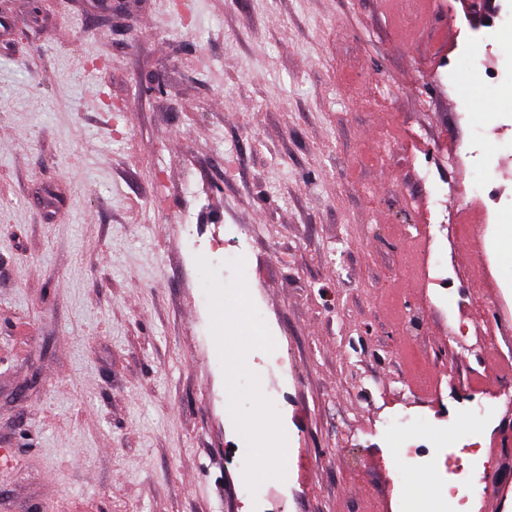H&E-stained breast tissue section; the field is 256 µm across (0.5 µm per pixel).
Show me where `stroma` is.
Wrapping results in <instances>:
<instances>
[{"instance_id":"35a3bbf8","label":"stroma","mask_w":512,"mask_h":512,"mask_svg":"<svg viewBox=\"0 0 512 512\" xmlns=\"http://www.w3.org/2000/svg\"><path fill=\"white\" fill-rule=\"evenodd\" d=\"M509 7L0 0V512H395L463 446L512 486V271L423 227L512 199L445 161L512 170L501 93L434 76ZM241 324L244 325V329L237 335L221 336V344L224 345V373L228 380L245 368L246 349L263 335L256 324L245 319L241 321Z\"/></svg>"}]
</instances>
